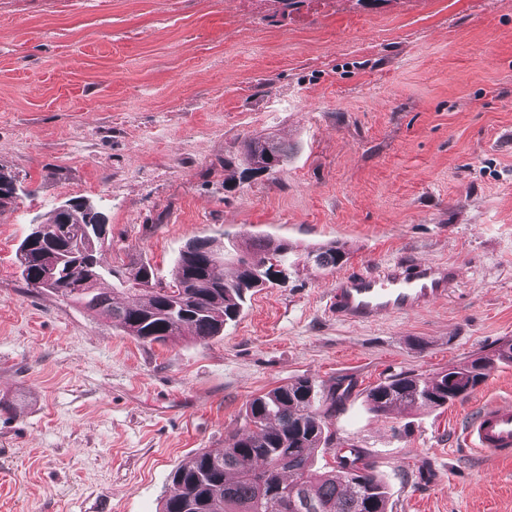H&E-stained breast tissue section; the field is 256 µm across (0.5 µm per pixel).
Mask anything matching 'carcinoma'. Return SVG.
I'll list each match as a JSON object with an SVG mask.
<instances>
[{
	"mask_svg": "<svg viewBox=\"0 0 512 512\" xmlns=\"http://www.w3.org/2000/svg\"><path fill=\"white\" fill-rule=\"evenodd\" d=\"M272 144L279 173L288 163V146L267 138H253L244 155L262 154ZM15 178L0 169V206L16 198L10 186ZM55 226L53 238L25 246L16 260L20 275L31 288L47 273L44 253L67 246L83 234L82 227L66 224L55 213L46 220ZM197 247L181 250L172 270V283L162 285L145 263L127 267L106 265L105 244L84 238L83 261L63 267L61 284L53 289L87 313L110 320L123 332L145 343H164L184 333L206 343L221 335L224 326L240 316L246 295L274 285L272 270L288 271V244L251 236L236 248L237 271L226 279L218 272L225 250L211 246L209 236L195 238ZM319 267L343 263L346 252L334 245L307 253ZM112 278V291L97 284ZM122 294L118 305L113 295ZM512 363V340L488 354L453 365L431 377L419 374L391 376L368 390L366 402L377 415L395 406L421 409L445 407L484 383L499 364ZM342 397L336 386L322 391L309 378L275 387L251 398L245 423L224 441V450L198 451L171 475L172 490L161 512H388V497L370 464L359 465L360 452L339 457L337 468H314L316 454L333 447L331 419Z\"/></svg>",
	"mask_w": 512,
	"mask_h": 512,
	"instance_id": "cac0c4a2",
	"label": "carcinoma"
}]
</instances>
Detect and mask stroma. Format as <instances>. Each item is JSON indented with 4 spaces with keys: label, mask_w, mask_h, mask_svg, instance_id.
I'll return each mask as SVG.
<instances>
[{
    "label": "stroma",
    "mask_w": 512,
    "mask_h": 512,
    "mask_svg": "<svg viewBox=\"0 0 512 512\" xmlns=\"http://www.w3.org/2000/svg\"><path fill=\"white\" fill-rule=\"evenodd\" d=\"M255 136L290 157L243 182ZM0 168V512H160L178 466L302 377L351 385L317 469L357 447L390 512H512V460L459 434L512 400V363L445 408L366 404L512 339V0H0ZM75 198L107 214L109 261L165 283L197 236L296 261L222 336L143 343L20 277L32 221ZM330 242L341 270L304 256ZM420 260L457 270L438 306L331 314L339 272Z\"/></svg>",
    "instance_id": "1"
}]
</instances>
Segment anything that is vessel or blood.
Listing matches in <instances>:
<instances>
[{
    "label": "vessel or blood",
    "instance_id": "b4317fda",
    "mask_svg": "<svg viewBox=\"0 0 512 512\" xmlns=\"http://www.w3.org/2000/svg\"><path fill=\"white\" fill-rule=\"evenodd\" d=\"M457 272L430 261L394 263L378 272L337 278L331 305L338 319L373 324L392 315H409L447 299ZM467 448L499 459L512 457V404L492 402L462 429Z\"/></svg>",
    "mask_w": 512,
    "mask_h": 512
}]
</instances>
